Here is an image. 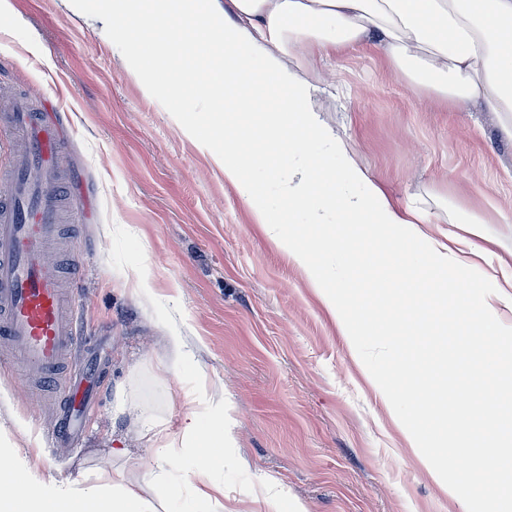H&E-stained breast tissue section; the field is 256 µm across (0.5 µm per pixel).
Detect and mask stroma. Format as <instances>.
<instances>
[{"label": "stroma", "mask_w": 512, "mask_h": 512, "mask_svg": "<svg viewBox=\"0 0 512 512\" xmlns=\"http://www.w3.org/2000/svg\"><path fill=\"white\" fill-rule=\"evenodd\" d=\"M0 107L25 92L51 97L60 126L62 188L78 216L62 226L61 265L83 341L74 366L97 373L81 435L49 429L58 405L22 383L0 356V446L43 477L78 487L100 472L150 500L156 512H482L496 476L473 475L477 500L450 498L409 448L416 422L407 392L384 400L385 364L413 336L352 341L271 228L225 182L199 140L171 113L165 86L126 70V48L105 20L111 0H5ZM324 120L398 204L433 213L421 233L461 250L452 214L486 218L472 278L512 268V140L493 112H457L414 89L383 56L352 48L302 63ZM148 272L152 294L135 290ZM174 320L186 343L165 339ZM223 398L233 438L223 493L199 497L195 449L177 447L171 494L149 471L155 431L181 437L184 416Z\"/></svg>", "instance_id": "obj_1"}]
</instances>
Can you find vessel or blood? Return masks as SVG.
<instances>
[{"label":"vessel or blood","mask_w":512,"mask_h":512,"mask_svg":"<svg viewBox=\"0 0 512 512\" xmlns=\"http://www.w3.org/2000/svg\"><path fill=\"white\" fill-rule=\"evenodd\" d=\"M21 135L25 151L0 169V341L24 374L51 383L69 398L64 363L78 346L73 306L62 270L46 250L59 222L62 193L55 185L59 141L54 127L15 101L0 114V133Z\"/></svg>","instance_id":"1"}]
</instances>
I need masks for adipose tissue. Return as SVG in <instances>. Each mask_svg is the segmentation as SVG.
Wrapping results in <instances>:
<instances>
[{
  "instance_id": "1",
  "label": "adipose tissue",
  "mask_w": 512,
  "mask_h": 512,
  "mask_svg": "<svg viewBox=\"0 0 512 512\" xmlns=\"http://www.w3.org/2000/svg\"><path fill=\"white\" fill-rule=\"evenodd\" d=\"M152 37L130 43L128 69L145 87L167 80L168 97L193 102L205 98L226 102L228 112H198L183 121L185 133L198 137L202 127L242 125L256 103L276 92L278 104L256 113L251 129L255 147L244 149L225 135L224 149L212 160L224 179L250 205L256 220L272 223L265 202L274 187L282 206L303 212L311 230H280L289 257L305 268L345 335L372 333L374 313L362 300L349 299L348 281L314 263L310 255L327 251L357 261L363 253L356 241L337 239L334 227L350 218L370 223L389 249L384 257L366 260L368 286L384 300L389 329L407 318L419 324L413 348L431 361L447 359L454 342L431 330L429 266L446 270L451 279L468 278L466 259H449L417 227L432 223L422 208L399 207L360 166L349 145L323 121L314 104L315 87L304 77L297 54L313 50L331 54L368 46L384 55L416 88L458 111L479 104L497 113L512 137V0H153ZM254 112V111H253ZM266 175L258 184L253 174ZM332 183H324V176ZM364 259V258H363ZM506 280L488 276L458 297L456 340L468 355L459 379L445 396L461 403L454 428L428 423L407 432L410 447L442 479L455 458L469 456L475 468L512 481V388L500 380L495 348L502 324L494 305ZM416 388L414 413H423L431 387L415 376L411 363L398 360L385 370L379 389ZM223 401L212 402L208 417H190L183 441L199 456L197 491H218L213 470L224 465ZM152 512L133 489L113 485L74 487L45 479L25 464L0 478V512Z\"/></svg>"
}]
</instances>
